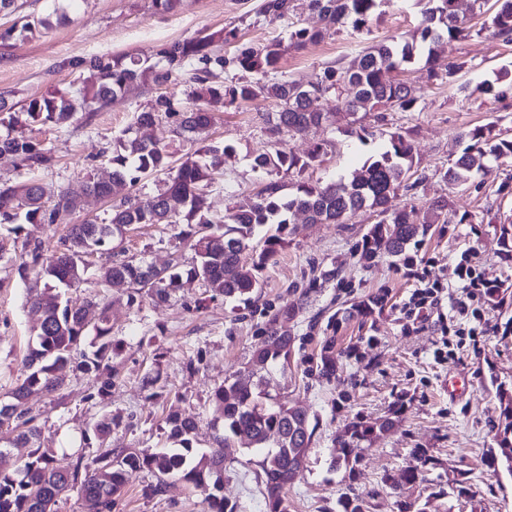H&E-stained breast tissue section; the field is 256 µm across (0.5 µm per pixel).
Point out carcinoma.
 <instances>
[{
  "label": "carcinoma",
  "instance_id": "obj_1",
  "mask_svg": "<svg viewBox=\"0 0 512 512\" xmlns=\"http://www.w3.org/2000/svg\"><path fill=\"white\" fill-rule=\"evenodd\" d=\"M308 9L319 14L323 26L316 29L297 28L289 33V46L301 48L323 40L336 26L351 24L355 30L369 26L380 0H305ZM458 0H426L424 19L407 40L366 47L353 64L329 66L312 81L290 80L280 72L285 47L273 41L262 47L240 44L224 54L221 44L236 38V31L218 30L194 38L174 41L160 52L163 65H145L129 55L98 56L90 60L75 58L68 65L78 70L79 94L84 106L93 110L131 87L148 81L162 85L171 81L189 62L197 68L189 81L193 83L192 99L205 102L248 101L258 96L276 102V109L264 118L266 131L278 137L296 134L311 128H330L337 117L373 112L379 122L389 112H408L417 97L410 86L397 78L421 57H426L429 74L438 77L432 68L438 48L469 33L470 27L460 16ZM492 16L494 34L512 42V0H494ZM298 9L297 0H262L260 11L276 19H285ZM254 75L247 80L244 75ZM332 97L336 111L321 112L312 108L316 100ZM175 111L170 99L160 97L154 110L139 113L131 126L113 143L107 167L91 173L86 190L110 198L115 189L135 186L141 177L166 174L156 192L144 196L129 195L112 208L109 218L100 222L88 220L71 224L63 248L47 256L41 244L28 243L19 265L21 272L39 269L47 279L40 294L29 297L30 312L37 316L35 347L25 362V378L10 393L11 403L0 407V423L14 422L18 430L13 447L26 448L40 439L36 417L27 407V398L34 391L56 392L62 384L57 372L74 360L79 367L95 376L96 396L103 400L112 393V329L109 307L99 294H91L76 307L53 293L51 285L78 286L84 282L85 257L123 237L134 224H185L186 238L193 251L192 261H180L157 271L144 258L125 255L100 271L97 285L109 287L124 282L137 291L158 300L170 297L183 277L198 279L215 294L226 299L251 301L261 283L256 271L276 255L292 234L290 215L301 212L311 224H343L345 219L362 210H373L382 216L366 236L369 245L364 258L380 255L398 257L411 242L425 237L427 225L437 224V203L425 224L411 222L404 209H391V201L402 190H412L409 182L415 165L414 146L400 133L390 135L389 146L370 156L358 172L348 180L309 183L302 175L320 162L323 144L319 143L306 156L277 148L253 158V169L267 176L265 184L249 204H236L224 216L211 218L203 212V194L224 169L228 145H208L192 153L177 166L172 165L169 146L142 135V129L153 125L156 113ZM75 106L69 93L54 89L40 99H33L16 111L0 102V156L20 159L30 169L46 168L52 162L51 149L27 135L35 126L59 125L67 121ZM178 134L187 141L209 127L212 115L205 107L195 106L180 113ZM466 147L452 165L442 172V179L452 187H463L476 174L488 172L489 154L512 160V138H492L484 129L474 128L459 135ZM297 177L296 192L283 193L284 185L277 176L281 172ZM76 202L62 194L51 210L42 204L38 184L29 179L16 186H0V224H14L24 217L29 224L60 223ZM276 225L275 233L265 240L264 249L252 264L243 255L251 247L256 228ZM294 312L283 306L268 320L264 329L266 340L256 349L250 363L257 371H247L248 382L226 381L215 389L212 401L216 416L213 423H222L224 434L213 436L215 447L198 454L193 447L198 424L191 418L176 414L168 417L171 446L156 451H130L113 448L92 459L79 454L68 468L54 465L53 452L36 448L28 452L22 467L15 473L0 472V512H52V505L63 493L76 488L83 499L98 501L104 512H112V497L124 488L130 473L146 470L156 483L152 493L163 492L167 479L185 481L203 494L204 512H234L224 499V445L232 438L240 441L248 453L259 455V472L255 479L264 498L266 512H289L284 489L293 479V469L305 466L311 450L313 430L308 412L277 399L267 391L270 374L285 371L293 359L292 345L281 341L277 327L279 317ZM94 333L88 354L83 348L88 333ZM333 344L326 343L316 368L324 376L336 373ZM504 426L496 434L500 462L512 475V398L506 389L497 387ZM392 422L354 426L346 438L339 440L341 456L332 458V466L354 471L361 461L363 443H370L390 429ZM428 460L417 453L404 469L406 482L423 479ZM339 512H368V504L360 495L342 494Z\"/></svg>",
  "mask_w": 512,
  "mask_h": 512
}]
</instances>
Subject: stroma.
<instances>
[{
    "instance_id": "obj_1",
    "label": "stroma",
    "mask_w": 512,
    "mask_h": 512,
    "mask_svg": "<svg viewBox=\"0 0 512 512\" xmlns=\"http://www.w3.org/2000/svg\"><path fill=\"white\" fill-rule=\"evenodd\" d=\"M261 0H184L182 9L161 13L152 0H77L65 21L34 36H14L0 45V98L14 107L60 88L78 97V83L67 63L75 57L103 54L132 55L158 63L159 51L171 42L202 31L236 30V43L262 46L287 40L290 27H320L317 14L300 8L281 20L260 14ZM421 0H381L368 29L356 32L345 25L319 43L286 49L281 69L289 78L309 81L334 62L351 63L365 47L392 38H410L422 21ZM459 10L470 26L465 37L441 48L430 79L422 64L402 73L417 96L412 111L393 112L387 122L373 115L359 119L363 135L311 129L275 140L265 131L263 116L273 101L256 98L225 104L215 112L208 143L228 144L224 173L205 195L211 216L224 215L233 203L253 199L265 175L252 168L255 155L284 145L298 155L320 141L329 146L319 166L305 175L309 182L351 178L364 160L387 149L389 136L408 137L415 149L420 183L399 191L393 208L410 211L422 223L431 205L445 203L448 212L468 214V221L432 225L410 255L427 259L428 281L452 278L450 263L463 250L475 252L485 278L502 282L500 296L483 304L486 333L467 342L453 355L436 358L444 337L437 320L425 330L405 329L401 307L415 284L404 278L402 262L382 256L360 258L365 235L379 220L373 211H360L343 224H310L303 214L291 217L294 229L275 257L258 271L261 293L251 302L209 301L198 281H183L164 302L149 297L129 303L126 285L116 284L106 296L112 325V395L96 399L93 375L66 368L64 387L53 394L34 393L27 400L41 429L39 443L54 450L59 467H69L77 453L99 454L112 448H161L168 444V414L196 418L197 446H210L209 422L213 391L243 376L252 352L264 341L266 313L284 305L294 316L279 328L294 339L292 365L275 373L271 394L304 408L317 428L307 467L288 485L285 496L291 512H337L341 494L355 492L368 502V512H399L400 502L432 498L435 512H512V476L500 467L493 449L501 407L495 383L512 387V247L499 239V226L512 228V194L497 195L501 182H512V160L495 163L482 189L453 188L440 171L464 148L460 132L492 127L494 134L512 137V43L493 36L489 0H460ZM453 78H446L449 64ZM506 91L498 102L482 91L486 83ZM190 84L180 76L166 85L153 83L131 89L95 111L77 105L63 126H37L30 135L51 147L50 167L29 172L19 160L0 157V185H16L36 177L47 203L66 193L81 201L80 208L60 224H24L16 233L0 226V236L12 242L0 256V402L20 383L23 360L35 339L27 299L43 288L36 271L18 273V257L26 242H40L45 254L60 246L66 224L107 217L109 201L88 195L89 173L100 167L112 141L130 125L136 113L151 110L159 97L178 108L190 105ZM178 224L134 225L123 237L128 254L145 257L163 267L190 252L179 239ZM385 298L382 312L362 314L355 307L369 296ZM333 341L336 373L322 376L316 363L322 346ZM461 396L449 395L452 387ZM112 415V432L98 440L95 423ZM391 419V430L362 453L354 471L331 466V448L353 425ZM429 456L423 481L401 482L414 452ZM224 498L237 512H266L254 479V464L231 441L225 448ZM399 480V488L386 478ZM468 478L469 496L457 497L461 478ZM155 478L139 471L112 500V512H203L202 496L192 486L168 480L161 494L149 492Z\"/></svg>"
}]
</instances>
